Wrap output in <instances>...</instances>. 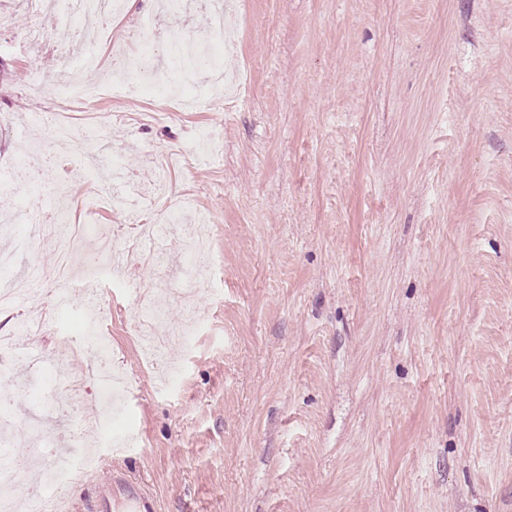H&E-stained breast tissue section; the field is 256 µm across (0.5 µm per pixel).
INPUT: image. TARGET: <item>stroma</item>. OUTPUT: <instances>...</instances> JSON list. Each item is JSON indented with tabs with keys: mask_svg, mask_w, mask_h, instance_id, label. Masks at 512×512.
<instances>
[{
	"mask_svg": "<svg viewBox=\"0 0 512 512\" xmlns=\"http://www.w3.org/2000/svg\"><path fill=\"white\" fill-rule=\"evenodd\" d=\"M231 93L156 118L154 97L112 94L106 143L140 189L171 147L166 174L208 212L222 297L194 291L195 344L148 361L129 294L183 321L184 227L156 199L167 258L101 276L99 319L121 377L131 445L97 428L94 469H119L158 512H512V0H227ZM0 158L38 137L20 36L35 18L0 0ZM160 0H138L103 36L138 53ZM49 180L79 182L72 221L121 248L83 160L84 139L53 145ZM81 277L72 323L87 316ZM43 300L0 313V332L43 316L46 361L10 359L0 392L29 425L79 429L102 399L97 360L72 356V323ZM179 368L181 383L168 373ZM64 401L53 421L28 387Z\"/></svg>",
	"mask_w": 512,
	"mask_h": 512,
	"instance_id": "obj_1",
	"label": "stroma"
}]
</instances>
